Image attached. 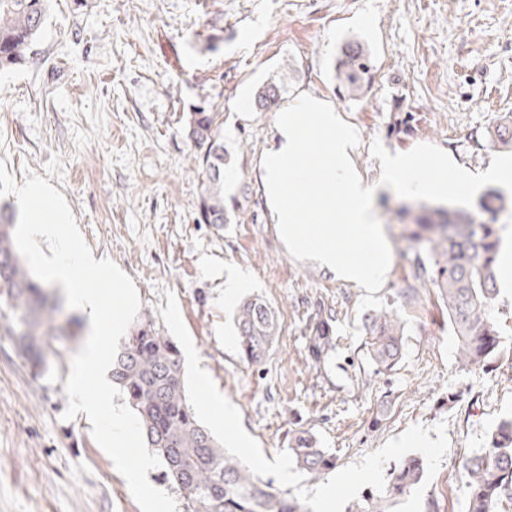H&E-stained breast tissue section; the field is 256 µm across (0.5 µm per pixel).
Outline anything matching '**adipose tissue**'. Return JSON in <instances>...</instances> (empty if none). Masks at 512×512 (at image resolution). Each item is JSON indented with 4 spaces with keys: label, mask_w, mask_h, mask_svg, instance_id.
<instances>
[{
    "label": "adipose tissue",
    "mask_w": 512,
    "mask_h": 512,
    "mask_svg": "<svg viewBox=\"0 0 512 512\" xmlns=\"http://www.w3.org/2000/svg\"><path fill=\"white\" fill-rule=\"evenodd\" d=\"M358 149L354 126L330 99L300 93L280 106L259 175L269 220L289 253L367 290L382 287L389 271L375 210L381 192L443 203L475 195L488 181L512 190V160L494 159L475 173L444 152L389 150L372 181L356 162Z\"/></svg>",
    "instance_id": "1"
}]
</instances>
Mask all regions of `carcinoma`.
<instances>
[{"label":"carcinoma","instance_id":"carcinoma-1","mask_svg":"<svg viewBox=\"0 0 512 512\" xmlns=\"http://www.w3.org/2000/svg\"><path fill=\"white\" fill-rule=\"evenodd\" d=\"M48 0H0V70L20 63L33 51L46 19ZM373 63L367 49L352 41L341 49L335 64L340 93L359 99L372 77ZM281 96V87L265 84L257 91L254 108L265 111ZM223 113L211 106L192 108L186 137L202 152L195 157L204 190L197 210L199 224H228L224 209V169L229 164L221 137ZM486 146L512 150V114L484 137ZM481 214L420 205L409 212L416 226L412 277L437 289L448 312V323L458 340L463 366H483L499 348L498 325L492 301L498 293L497 256L500 236L494 208ZM13 216L0 208V318L17 337L32 367L44 365L36 336L42 324L55 322L58 309L45 305L44 288L36 282L14 249ZM234 323L243 358L260 364L273 346L277 318L264 300L244 299L236 308ZM408 327L397 308L383 307L364 318L365 354L376 371L399 363ZM335 347L328 320L318 314L310 329L308 354L321 366ZM112 382L137 414L147 447L161 460L164 478L175 484L183 512H309L286 496L273 481L253 475L247 467L220 448L198 421L190 404L181 355L176 344L150 319L136 321L128 330L112 367ZM288 451L314 480L336 467V456L319 447L314 436L300 432ZM468 488L467 512H496L503 501H512V419L500 422L489 437V446L464 463ZM425 475V463L409 456L391 469L384 492H371L351 502L347 512H391L410 496Z\"/></svg>","mask_w":512,"mask_h":512}]
</instances>
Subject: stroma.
Instances as JSON below:
<instances>
[{
  "label": "stroma",
  "mask_w": 512,
  "mask_h": 512,
  "mask_svg": "<svg viewBox=\"0 0 512 512\" xmlns=\"http://www.w3.org/2000/svg\"><path fill=\"white\" fill-rule=\"evenodd\" d=\"M366 45L375 78L342 98L334 64L345 42ZM270 81L286 96L330 98L357 129L359 168L376 176L378 151L433 147L485 167L501 152L474 134L512 113V0H50L27 60L0 71V160L16 183L31 169L62 193L93 255L134 282L140 317L162 324L174 292L200 366L241 415L266 459L292 430L313 434L338 467L360 462L409 427L444 426L449 447L423 494L441 512H465L466 456L512 418V281L499 280L493 312L502 354L463 368L434 287L402 302L411 280V220L402 198L377 201L392 252L385 286L368 293L290 254L266 212L258 163L274 136L275 110L242 111ZM223 112L230 224H200L197 147L184 134L194 105ZM411 129L393 131L398 115ZM277 311L279 335L265 361L244 362L225 300L228 275ZM407 306L410 323L395 370L375 372L362 348L363 318ZM329 317L336 348L324 364L307 354L310 320ZM88 335L39 339L34 374L0 323V512H140L126 480L83 416L62 420L70 361Z\"/></svg>",
  "instance_id": "35a3bbf8"
}]
</instances>
